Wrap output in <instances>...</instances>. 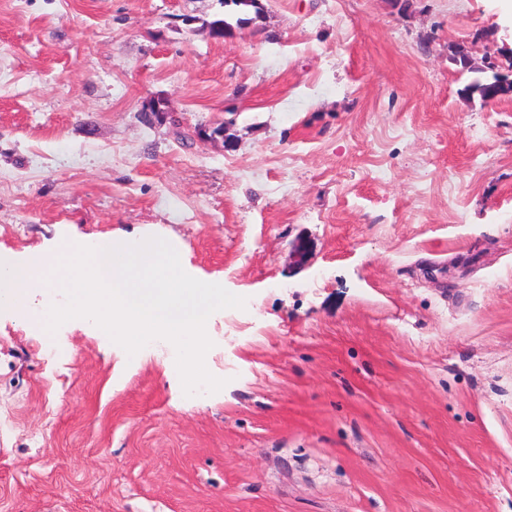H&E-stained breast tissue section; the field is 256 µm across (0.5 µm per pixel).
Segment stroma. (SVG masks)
Instances as JSON below:
<instances>
[{"label": "stroma", "mask_w": 512, "mask_h": 512, "mask_svg": "<svg viewBox=\"0 0 512 512\" xmlns=\"http://www.w3.org/2000/svg\"><path fill=\"white\" fill-rule=\"evenodd\" d=\"M0 0V252L161 237L245 297L156 344L0 310V512H512L502 0ZM59 349L61 367L47 365ZM452 60L455 63H458L462 69V71H466L468 73H472L475 76L471 79V81L465 86L464 91L471 92L474 91L482 86H485L484 88V102L485 103H495L499 99L503 97H511L512 95V79L503 77V76H497V78H492L490 82L489 81V74H487L486 71L483 69L474 67L471 65V63H467L464 60L463 50L461 48H455L452 47L450 49Z\"/></svg>", "instance_id": "35a3bbf8"}]
</instances>
